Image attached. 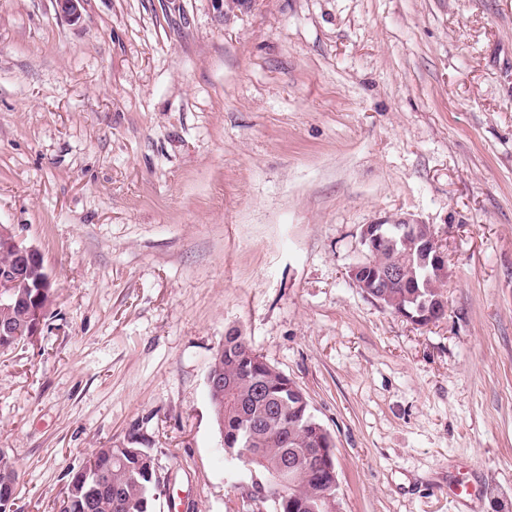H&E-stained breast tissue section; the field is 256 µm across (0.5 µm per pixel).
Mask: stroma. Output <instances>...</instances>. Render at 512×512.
Masks as SVG:
<instances>
[{"mask_svg": "<svg viewBox=\"0 0 512 512\" xmlns=\"http://www.w3.org/2000/svg\"><path fill=\"white\" fill-rule=\"evenodd\" d=\"M409 214L450 271L426 326L348 275ZM0 224L53 288L0 353L14 512L109 445L155 457L156 512H233L234 329L331 433L341 512H512V0H0Z\"/></svg>", "mask_w": 512, "mask_h": 512, "instance_id": "obj_1", "label": "stroma"}]
</instances>
